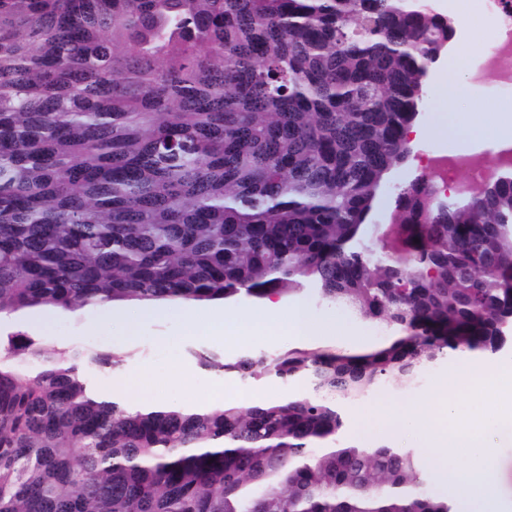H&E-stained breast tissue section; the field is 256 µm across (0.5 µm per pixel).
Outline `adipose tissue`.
<instances>
[{
	"instance_id": "1",
	"label": "adipose tissue",
	"mask_w": 512,
	"mask_h": 512,
	"mask_svg": "<svg viewBox=\"0 0 512 512\" xmlns=\"http://www.w3.org/2000/svg\"><path fill=\"white\" fill-rule=\"evenodd\" d=\"M448 137L454 151L468 153L503 152L512 149V116L499 109L488 112L484 123L476 124L466 116H455L448 121ZM187 332L191 335L226 336L245 341L255 336H294L302 340L332 333L342 335L343 328L336 321L316 326L310 323L302 304L281 307L279 302L267 300L264 310H250L230 315L186 317Z\"/></svg>"
}]
</instances>
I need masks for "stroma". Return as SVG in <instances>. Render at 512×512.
Wrapping results in <instances>:
<instances>
[{
	"label": "stroma",
	"mask_w": 512,
	"mask_h": 512,
	"mask_svg": "<svg viewBox=\"0 0 512 512\" xmlns=\"http://www.w3.org/2000/svg\"><path fill=\"white\" fill-rule=\"evenodd\" d=\"M433 8L442 9L444 15L454 18L458 39L469 45L472 53L471 66H478L477 55L480 49L492 42L498 33L495 19L482 18L469 20L458 16L454 7L443 6L442 0H430ZM455 50H448L446 57L440 58L430 72L423 110L417 124L425 127L433 115L438 113L465 112L472 116L481 115L486 103H495L501 110L512 113V98L502 97L497 89L482 83H472L470 92L458 99H449L444 87V70L450 60L456 59ZM448 150V132L440 130L437 135L413 141L412 153L408 161L390 172L378 197V211L391 209L393 194L399 185L416 174L431 175V159L440 152ZM307 311L308 317L315 322H324L331 318L339 319L347 326L348 334L342 338L324 336L318 343L322 346L335 344L351 347L356 337L362 336L372 342L382 341L383 332L371 322L351 315L346 309L320 301L315 290L308 289L298 295ZM125 318H117L111 311L85 308L74 313L51 314L41 330L30 326V318L19 315L0 321V332L21 331L27 335L41 334L54 344L65 345L84 343L105 350L120 349L126 354L120 371L89 368L85 371L88 385L95 390L111 386L113 381L129 379L137 372L147 369L158 378L156 384L143 387L136 385L120 391L122 400L135 404L138 402H175L190 406L208 405L212 393L222 387H230L236 394L237 403L251 401L253 394L268 391L270 400L277 401L304 394V386L298 383H285L278 379L261 382L243 381L237 374L229 372H211L201 369L186 352L189 345L202 347L216 346V339L207 336H189L186 332L184 305H170L159 314L138 306H125ZM459 359H445L431 367L430 382H416L404 387L392 384L376 391L373 401L384 400L394 405L418 404L422 413L437 416L440 404L435 395L434 382L447 376Z\"/></svg>",
	"instance_id": "35a3bbf8"
}]
</instances>
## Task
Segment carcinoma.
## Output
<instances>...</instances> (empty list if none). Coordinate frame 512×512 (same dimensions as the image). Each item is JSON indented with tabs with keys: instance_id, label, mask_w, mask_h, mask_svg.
Masks as SVG:
<instances>
[{
	"instance_id": "carcinoma-1",
	"label": "carcinoma",
	"mask_w": 512,
	"mask_h": 512,
	"mask_svg": "<svg viewBox=\"0 0 512 512\" xmlns=\"http://www.w3.org/2000/svg\"><path fill=\"white\" fill-rule=\"evenodd\" d=\"M425 0H0V317L138 303L321 300L398 334L204 370L301 398L134 407L91 390L122 356L0 335V512H455L414 455L340 440L343 404L494 353L512 324V174L399 189L454 38Z\"/></svg>"
}]
</instances>
